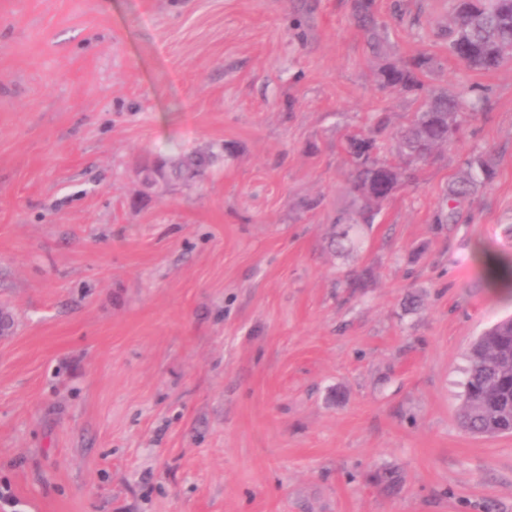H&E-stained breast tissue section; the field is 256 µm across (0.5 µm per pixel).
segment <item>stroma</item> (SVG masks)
Returning <instances> with one entry per match:
<instances>
[{
  "label": "stroma",
  "mask_w": 512,
  "mask_h": 512,
  "mask_svg": "<svg viewBox=\"0 0 512 512\" xmlns=\"http://www.w3.org/2000/svg\"><path fill=\"white\" fill-rule=\"evenodd\" d=\"M453 6L375 0V53L354 0H0V512H512V434L458 422L512 315L476 257L512 258V67L450 54ZM423 55L483 108L332 251L341 144ZM210 159V156L204 153L193 152L183 156L175 165H169L165 160H158L152 168L147 170L145 178L149 180V175L159 173L163 181H167L171 175L193 179L205 173ZM467 167L469 172L467 176L462 180L452 184L446 195V206L450 211L449 215L452 214L453 204L458 201L459 198L471 195L478 187L488 183L493 176L492 170L486 165L482 155H472L468 158Z\"/></svg>",
  "instance_id": "stroma-1"
}]
</instances>
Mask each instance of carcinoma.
Segmentation results:
<instances>
[{"instance_id":"cac0c4a2","label":"carcinoma","mask_w":512,"mask_h":512,"mask_svg":"<svg viewBox=\"0 0 512 512\" xmlns=\"http://www.w3.org/2000/svg\"><path fill=\"white\" fill-rule=\"evenodd\" d=\"M354 20L369 44L380 47L386 39L387 27L375 18L372 0H355ZM465 44L477 46L474 54L461 60L470 69L494 71L511 64L512 0H474L470 9L465 8L462 0H456L448 27V49L456 56ZM433 66V58L423 57L409 63H389L379 70L381 88L390 92L419 91L422 97L409 124L391 137V148L400 163L384 158L378 146L377 136L387 129L383 116L372 118L368 131L353 133L346 139L355 171L354 201L352 209L334 218L338 230L333 245L337 249L348 250L355 245L360 225L375 223L383 203L411 180L413 167L453 145L469 116L460 96L425 88L421 76ZM209 163L210 156L193 152L175 165L159 160L147 174L158 173L165 181L172 175L193 179L203 175ZM467 167V176L448 189L446 206L450 211L458 199L492 179V170L479 154L468 158ZM465 358L467 370L459 422L469 433L489 435L502 423L512 421V317L494 324L478 337Z\"/></svg>"}]
</instances>
